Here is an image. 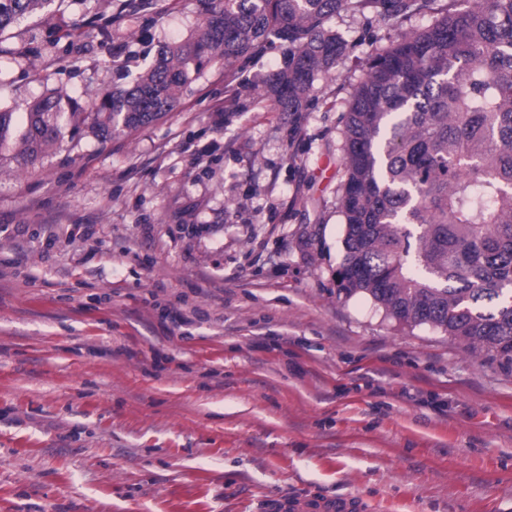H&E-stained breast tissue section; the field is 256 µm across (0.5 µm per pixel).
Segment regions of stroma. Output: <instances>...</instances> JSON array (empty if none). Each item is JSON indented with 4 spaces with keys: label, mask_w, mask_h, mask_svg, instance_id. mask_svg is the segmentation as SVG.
Returning a JSON list of instances; mask_svg holds the SVG:
<instances>
[{
    "label": "stroma",
    "mask_w": 512,
    "mask_h": 512,
    "mask_svg": "<svg viewBox=\"0 0 512 512\" xmlns=\"http://www.w3.org/2000/svg\"><path fill=\"white\" fill-rule=\"evenodd\" d=\"M202 13L53 0L0 34V107L110 92ZM433 20L331 19L345 52L304 112L265 95L276 40L130 136L0 152V512H512V363L337 293L346 103ZM268 512H365L363 503L349 497H288L271 500Z\"/></svg>",
    "instance_id": "35a3bbf8"
}]
</instances>
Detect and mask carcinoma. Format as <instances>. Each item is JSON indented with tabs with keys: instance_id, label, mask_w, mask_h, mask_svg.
<instances>
[{
	"instance_id": "cac0c4a2",
	"label": "carcinoma",
	"mask_w": 512,
	"mask_h": 512,
	"mask_svg": "<svg viewBox=\"0 0 512 512\" xmlns=\"http://www.w3.org/2000/svg\"><path fill=\"white\" fill-rule=\"evenodd\" d=\"M51 2L0 0V33ZM437 2L205 0L199 31L163 46L128 85L83 105L54 88L21 130L1 109L0 149L34 165L85 124L104 145L173 111L204 65L258 56L273 37L285 49L267 96L301 112L345 50L332 17L394 28L433 13L429 27L373 50L350 94L338 293L365 294L403 325H431L512 363V0Z\"/></svg>"
}]
</instances>
